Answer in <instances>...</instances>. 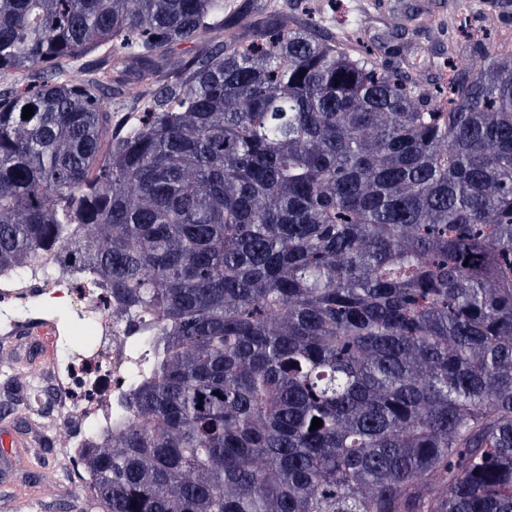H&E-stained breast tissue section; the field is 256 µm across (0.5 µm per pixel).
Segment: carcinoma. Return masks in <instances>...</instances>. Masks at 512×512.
Instances as JSON below:
<instances>
[{
	"instance_id": "obj_1",
	"label": "carcinoma",
	"mask_w": 512,
	"mask_h": 512,
	"mask_svg": "<svg viewBox=\"0 0 512 512\" xmlns=\"http://www.w3.org/2000/svg\"><path fill=\"white\" fill-rule=\"evenodd\" d=\"M385 12L0 0V274L96 276L151 352L93 507L512 512V6Z\"/></svg>"
}]
</instances>
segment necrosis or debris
<instances>
[{"label":"necrosis or debris","mask_w":512,"mask_h":512,"mask_svg":"<svg viewBox=\"0 0 512 512\" xmlns=\"http://www.w3.org/2000/svg\"><path fill=\"white\" fill-rule=\"evenodd\" d=\"M72 319L62 324L59 312ZM26 343L24 359L0 357V373L32 389L47 465L39 480L86 481L88 438L111 427V396L141 374L146 351L113 319L104 292L92 281L58 274L45 256L0 277V345Z\"/></svg>","instance_id":"necrosis-or-debris-1"}]
</instances>
